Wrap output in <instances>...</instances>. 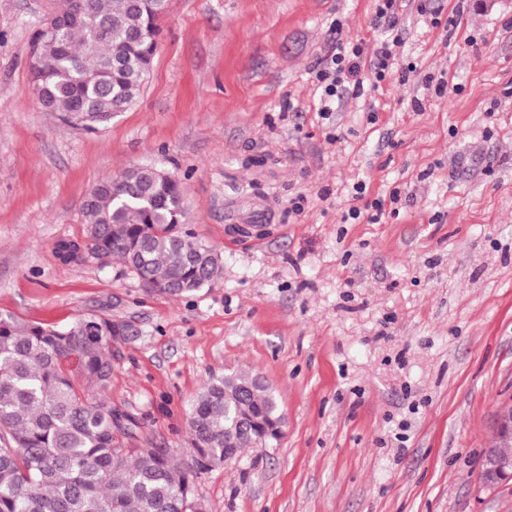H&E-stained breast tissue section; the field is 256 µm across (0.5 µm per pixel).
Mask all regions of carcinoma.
Segmentation results:
<instances>
[{"instance_id": "obj_1", "label": "carcinoma", "mask_w": 512, "mask_h": 512, "mask_svg": "<svg viewBox=\"0 0 512 512\" xmlns=\"http://www.w3.org/2000/svg\"><path fill=\"white\" fill-rule=\"evenodd\" d=\"M167 0H79L80 18L57 16L60 33L37 29L31 71L39 103L72 127L96 132L139 94L154 57ZM87 232L62 240L66 262L118 259L159 293L181 297L214 283L221 255L188 224L183 182L133 164L95 185L82 206ZM137 333L109 315L50 327L0 318V512H195L192 477L224 465L225 444L280 437L283 415L268 385L247 370L212 375L189 415L192 454L116 448L138 421L100 398L112 378V346ZM252 415L271 428L239 432Z\"/></svg>"}]
</instances>
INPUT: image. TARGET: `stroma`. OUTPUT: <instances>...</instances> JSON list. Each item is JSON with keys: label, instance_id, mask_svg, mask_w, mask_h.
<instances>
[{"label": "stroma", "instance_id": "35a3bbf8", "mask_svg": "<svg viewBox=\"0 0 512 512\" xmlns=\"http://www.w3.org/2000/svg\"><path fill=\"white\" fill-rule=\"evenodd\" d=\"M432 4L458 27L409 0L396 53L419 80L324 119L317 66L336 28L380 40L373 0H167L138 98L89 133L34 94L50 0H0V317L132 322L104 393L139 420L122 448L186 459L204 380L263 376L282 434L198 479L208 512H512L511 486L478 480L512 401V0ZM131 164L184 182L222 255L212 286L172 298L119 261L59 259L89 190ZM359 181L399 189L398 214L343 223ZM258 205L257 244L234 240Z\"/></svg>", "mask_w": 512, "mask_h": 512}]
</instances>
